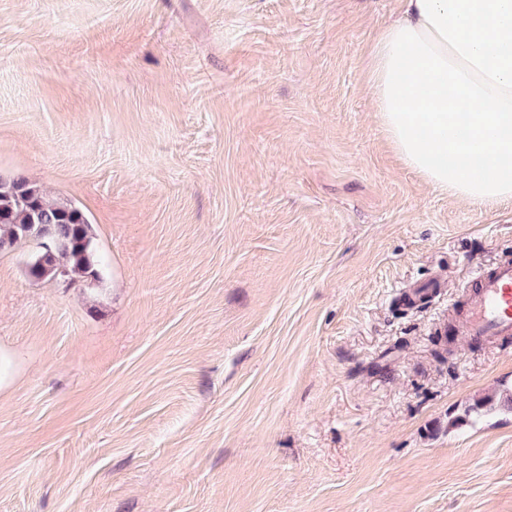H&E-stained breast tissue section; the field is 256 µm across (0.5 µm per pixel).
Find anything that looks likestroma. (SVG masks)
<instances>
[{"label":"stroma","mask_w":512,"mask_h":512,"mask_svg":"<svg viewBox=\"0 0 512 512\" xmlns=\"http://www.w3.org/2000/svg\"><path fill=\"white\" fill-rule=\"evenodd\" d=\"M399 10L0 0V174L103 261L63 289L0 253V512H512V340L451 330L512 199L386 141Z\"/></svg>","instance_id":"35a3bbf8"}]
</instances>
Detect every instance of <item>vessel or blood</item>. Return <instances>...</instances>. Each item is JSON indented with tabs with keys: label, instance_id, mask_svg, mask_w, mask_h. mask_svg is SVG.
I'll return each instance as SVG.
<instances>
[{
	"label": "vessel or blood",
	"instance_id": "b4317fda",
	"mask_svg": "<svg viewBox=\"0 0 512 512\" xmlns=\"http://www.w3.org/2000/svg\"><path fill=\"white\" fill-rule=\"evenodd\" d=\"M475 296L456 326L470 339L494 340L512 336V261L491 271H478L473 279Z\"/></svg>",
	"mask_w": 512,
	"mask_h": 512
}]
</instances>
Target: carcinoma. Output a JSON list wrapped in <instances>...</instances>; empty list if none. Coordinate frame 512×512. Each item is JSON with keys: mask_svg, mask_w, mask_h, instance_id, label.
Listing matches in <instances>:
<instances>
[{"mask_svg": "<svg viewBox=\"0 0 512 512\" xmlns=\"http://www.w3.org/2000/svg\"><path fill=\"white\" fill-rule=\"evenodd\" d=\"M40 224L52 231L54 245L48 253L36 233ZM20 248L29 249L27 259L35 261L25 269L33 281L55 282L64 276L76 285L101 276L102 261L85 212L69 200L49 197L24 178L0 175V252Z\"/></svg>", "mask_w": 512, "mask_h": 512, "instance_id": "obj_1", "label": "carcinoma"}]
</instances>
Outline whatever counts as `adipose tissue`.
<instances>
[{"label":"adipose tissue","mask_w":512,"mask_h":512,"mask_svg":"<svg viewBox=\"0 0 512 512\" xmlns=\"http://www.w3.org/2000/svg\"><path fill=\"white\" fill-rule=\"evenodd\" d=\"M368 89L400 160L455 201L512 199V0H401Z\"/></svg>","instance_id":"1"}]
</instances>
